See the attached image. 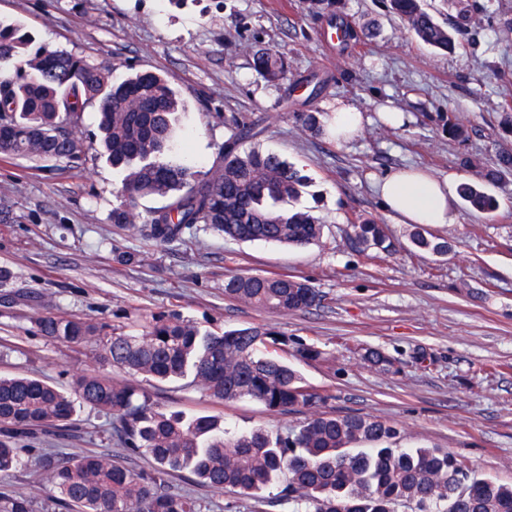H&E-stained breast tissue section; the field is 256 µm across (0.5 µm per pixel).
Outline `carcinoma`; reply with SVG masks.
Instances as JSON below:
<instances>
[{
    "mask_svg": "<svg viewBox=\"0 0 512 512\" xmlns=\"http://www.w3.org/2000/svg\"><path fill=\"white\" fill-rule=\"evenodd\" d=\"M397 15L424 44L455 49L456 37L421 7V0H389ZM34 39L15 22L0 20V156L62 160L76 164L84 153L80 127L86 106H96L103 156L125 170L123 200L112 223L162 243H193V229L206 224L224 237L305 246L321 240L323 227L309 211H285L279 203L298 194L299 172L280 155L256 147L254 125L231 115V135L218 161L202 176L183 163L162 161L174 137L180 95L157 72L136 71L121 80L114 68ZM254 69L269 79L285 72L274 50L253 56ZM477 181L465 182L460 197L477 212L495 210L483 184L512 172V154L491 166L471 160ZM169 203L144 216L137 200ZM357 243L392 254L387 227L350 220ZM224 297L280 313L315 306L323 295L307 281L286 274L232 272ZM40 333L69 347L98 343L95 359L132 376L166 381L192 378L219 401L248 398L272 412L297 407L309 416L284 434L259 427L230 432L213 416L186 420L154 408L151 396L100 375L78 374L68 394L41 379L0 377V473L22 463L17 441L42 427H65L80 402L112 417V434L124 447L149 455L154 467L134 472L95 454L46 461L41 472L56 505L81 512H198L196 502L164 491L168 477L187 472L214 489L256 496L280 483L292 512H512V485L470 477L464 460L435 448H393L397 430L384 420L337 415L325 410L329 396L307 385L292 362L317 360L322 352L300 343L288 352V338L247 327L202 330L175 316L152 317L142 330L103 333L80 318L46 316ZM363 359L387 371L392 362L377 350ZM0 512H35L26 496L0 493Z\"/></svg>",
    "mask_w": 512,
    "mask_h": 512,
    "instance_id": "obj_1",
    "label": "carcinoma"
}]
</instances>
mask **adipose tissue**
Segmentation results:
<instances>
[{
	"label": "adipose tissue",
	"mask_w": 512,
	"mask_h": 512,
	"mask_svg": "<svg viewBox=\"0 0 512 512\" xmlns=\"http://www.w3.org/2000/svg\"><path fill=\"white\" fill-rule=\"evenodd\" d=\"M377 190L391 215L400 223L447 224L451 221L447 180L401 170L380 180Z\"/></svg>",
	"instance_id": "1"
}]
</instances>
